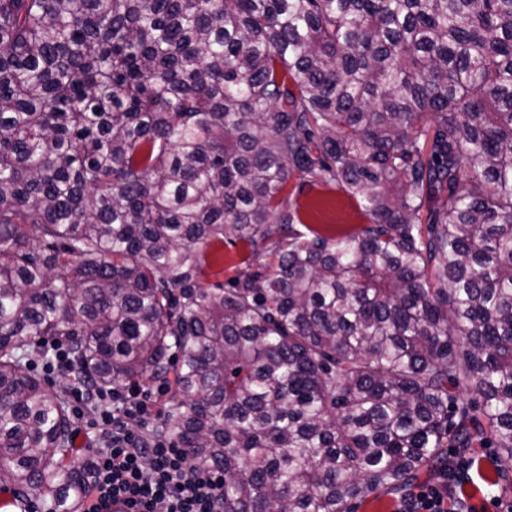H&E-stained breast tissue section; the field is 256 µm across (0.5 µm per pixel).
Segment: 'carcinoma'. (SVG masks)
I'll list each match as a JSON object with an SVG mask.
<instances>
[{
  "label": "carcinoma",
  "mask_w": 512,
  "mask_h": 512,
  "mask_svg": "<svg viewBox=\"0 0 512 512\" xmlns=\"http://www.w3.org/2000/svg\"><path fill=\"white\" fill-rule=\"evenodd\" d=\"M292 177L369 223L300 231ZM155 382L224 512H354L476 444L508 477L512 0H0L12 506L80 508L67 389ZM215 249L224 259H221L218 265L209 261L206 269L207 279L211 283L221 282L227 286L239 272L247 268L245 261L250 255V249L245 241L232 234L224 236V242L217 243ZM58 353H59V359L56 357L55 361L51 363H46L43 365V369H46L47 371L51 373H58V374H50L45 372L42 369V363L41 360H35L34 364L32 365V370L35 374L40 376L41 378L45 379L50 385L53 387H58L59 385H62L66 382V379L64 378V375L67 374L68 371V364L65 360V348L63 346H56ZM60 374V375H59Z\"/></svg>",
  "instance_id": "cac0c4a2"
}]
</instances>
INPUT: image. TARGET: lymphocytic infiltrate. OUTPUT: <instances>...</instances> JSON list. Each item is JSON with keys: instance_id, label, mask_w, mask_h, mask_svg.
<instances>
[{"instance_id": "1", "label": "lymphocytic infiltrate", "mask_w": 512, "mask_h": 512, "mask_svg": "<svg viewBox=\"0 0 512 512\" xmlns=\"http://www.w3.org/2000/svg\"><path fill=\"white\" fill-rule=\"evenodd\" d=\"M72 414L77 432L94 436L89 458L92 479L80 512H224V475L195 464L190 451L156 435L157 416L148 391L110 389L97 395L76 389ZM471 465L469 457L448 452L440 485L418 491L402 512H447L448 490Z\"/></svg>"}]
</instances>
